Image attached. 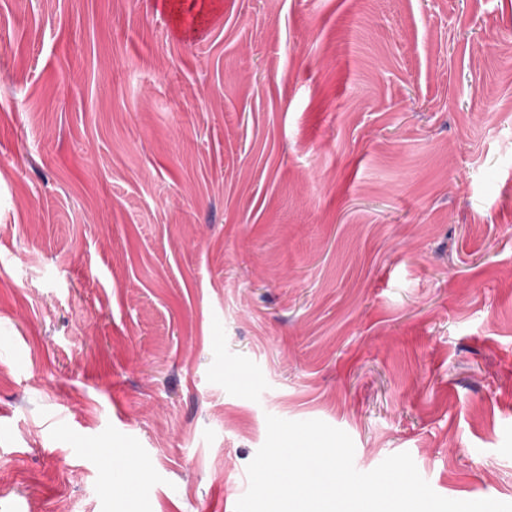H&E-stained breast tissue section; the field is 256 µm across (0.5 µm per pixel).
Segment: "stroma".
<instances>
[{"mask_svg": "<svg viewBox=\"0 0 512 512\" xmlns=\"http://www.w3.org/2000/svg\"><path fill=\"white\" fill-rule=\"evenodd\" d=\"M0 0V512H225L266 415L512 502V0ZM224 11L223 0H209L205 8L194 10L182 9L176 15V28L181 35L204 31L209 28L214 17Z\"/></svg>", "mask_w": 512, "mask_h": 512, "instance_id": "stroma-1", "label": "stroma"}]
</instances>
